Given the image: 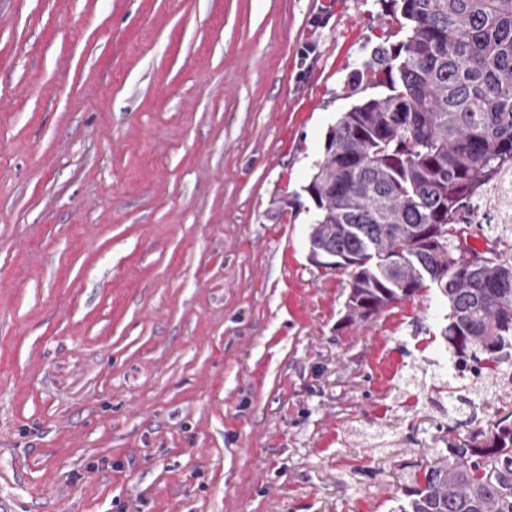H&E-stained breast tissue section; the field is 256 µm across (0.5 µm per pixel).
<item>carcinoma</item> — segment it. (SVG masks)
<instances>
[{
	"label": "carcinoma",
	"instance_id": "cac0c4a2",
	"mask_svg": "<svg viewBox=\"0 0 512 512\" xmlns=\"http://www.w3.org/2000/svg\"><path fill=\"white\" fill-rule=\"evenodd\" d=\"M405 32L365 62L388 93L342 113L307 192L310 258L351 269L349 316L365 320L435 287L448 302L459 374L512 363V262L452 244L475 188L512 165V0H384ZM400 512H512V422L490 441H448L421 465Z\"/></svg>",
	"mask_w": 512,
	"mask_h": 512
}]
</instances>
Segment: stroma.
I'll return each instance as SVG.
<instances>
[{
    "label": "stroma",
    "mask_w": 512,
    "mask_h": 512,
    "mask_svg": "<svg viewBox=\"0 0 512 512\" xmlns=\"http://www.w3.org/2000/svg\"><path fill=\"white\" fill-rule=\"evenodd\" d=\"M382 0H0V512H398L512 383L348 319L306 187ZM313 53H305V46Z\"/></svg>",
    "instance_id": "1"
}]
</instances>
